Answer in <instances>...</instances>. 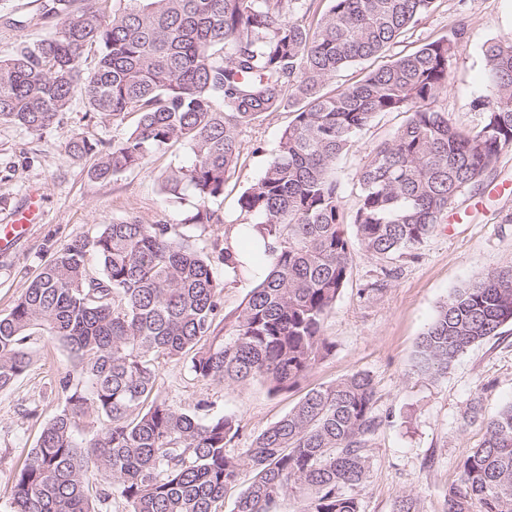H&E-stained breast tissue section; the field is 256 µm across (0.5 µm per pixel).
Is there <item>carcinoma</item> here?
I'll list each match as a JSON object with an SVG mask.
<instances>
[{
    "label": "carcinoma",
    "mask_w": 512,
    "mask_h": 512,
    "mask_svg": "<svg viewBox=\"0 0 512 512\" xmlns=\"http://www.w3.org/2000/svg\"><path fill=\"white\" fill-rule=\"evenodd\" d=\"M44 0L62 26L0 58V123L34 132L59 124L74 100L87 112L135 124L116 144L67 143L99 154L98 180L139 167L175 142L193 154L162 181L201 203L224 196L244 151L242 131L288 107L291 120L261 176L239 197L270 242V267L240 308L223 313L212 262L177 224L129 218L67 245L0 315V390L34 361L45 338L65 348L76 375L11 488L13 512H220L224 492L248 473L231 512H361L369 451L384 424L372 378L355 372L308 391L287 415L232 455L230 416L201 417L157 390L155 363L188 360L203 381L274 392L294 387L333 349L327 313L348 280L353 247L393 258L416 248L458 197L512 146V41L484 50L479 125L462 129L440 100L455 42L428 40L325 90L341 70L380 58L437 0ZM326 6H321V2ZM94 66L84 69L89 55ZM408 118L375 145L356 178V240L345 236L336 163L382 113ZM94 251L99 268L86 263ZM512 323V265L455 290L417 345V368L448 371L471 346ZM94 408L104 427L86 445L78 420ZM481 445L463 459L446 512H512V403L483 421Z\"/></svg>",
    "instance_id": "carcinoma-1"
}]
</instances>
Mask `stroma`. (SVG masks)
I'll return each instance as SVG.
<instances>
[{
    "mask_svg": "<svg viewBox=\"0 0 512 512\" xmlns=\"http://www.w3.org/2000/svg\"><path fill=\"white\" fill-rule=\"evenodd\" d=\"M60 26V19L43 17L40 0H0V57H8L20 41L41 39ZM440 37L456 42L442 104L458 127L473 128L481 120L473 103L487 85L483 49L491 41L512 40V0H438L437 9L389 52H409ZM405 119L398 112L377 116L339 159L336 176L347 216L358 207L356 173L367 153L390 139ZM289 120L288 112H274L243 130L247 150L223 197L209 203L212 219L206 224L189 221L198 206L192 190L179 199L161 190L167 171L191 161L181 143L102 181L89 173L92 159H71L66 145L77 134L93 142L119 141L126 129L110 118L86 114L77 102L45 133L0 124V224L25 207L31 189H38L42 205L37 223L0 253V315L10 312L30 279L64 246L93 239L115 221L135 217L178 225L198 250L217 259L226 241L255 223V216L241 211L238 198L260 175ZM253 144L263 146V153L251 154ZM453 210L463 214L462 223L440 225L407 254L380 259L353 252L349 282L323 323L333 350L295 388L273 392L260 382L219 385L195 378L186 361L162 360L156 366L161 397L190 413L233 416L239 435L229 451L239 455L309 390L357 371L368 373L376 389L374 410L385 425L370 450L369 477L358 491L362 512H395L397 498L405 493L418 497L422 512H445L460 461L483 439L480 423L464 422L472 403H480L489 416L512 402V325L460 354L439 377L416 371L415 352L455 289L512 265V148L502 151L495 168L463 192ZM71 369L67 351L49 341L30 368L0 391V512H11V481L42 427L62 407L59 381ZM201 400L206 408H198Z\"/></svg>",
    "mask_w": 512,
    "mask_h": 512,
    "instance_id": "35a3bbf8",
    "label": "stroma"
}]
</instances>
